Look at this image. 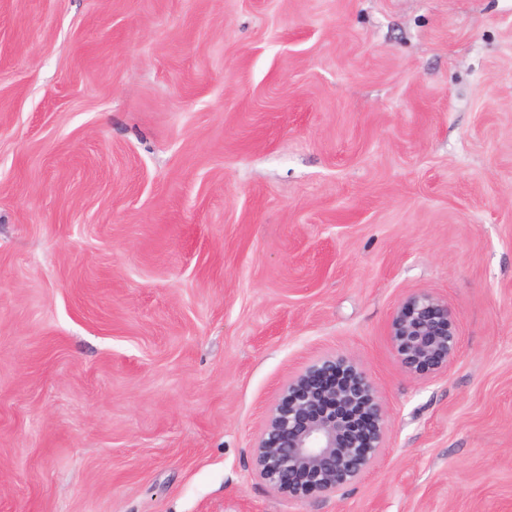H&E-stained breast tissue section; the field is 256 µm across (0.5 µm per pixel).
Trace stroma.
I'll return each mask as SVG.
<instances>
[{
    "mask_svg": "<svg viewBox=\"0 0 512 512\" xmlns=\"http://www.w3.org/2000/svg\"><path fill=\"white\" fill-rule=\"evenodd\" d=\"M328 355L386 446L291 501L253 446ZM0 512H512V0H0ZM389 336L406 369L439 374L457 354V315L433 293L412 292L395 312Z\"/></svg>",
    "mask_w": 512,
    "mask_h": 512,
    "instance_id": "stroma-1",
    "label": "stroma"
}]
</instances>
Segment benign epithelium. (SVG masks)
<instances>
[{
  "mask_svg": "<svg viewBox=\"0 0 512 512\" xmlns=\"http://www.w3.org/2000/svg\"><path fill=\"white\" fill-rule=\"evenodd\" d=\"M389 336L406 369L439 374L457 354V315L436 295L412 292ZM385 418L376 387L351 358L319 359L288 379L270 410L253 448L254 474L290 499L334 496L384 448Z\"/></svg>",
  "mask_w": 512,
  "mask_h": 512,
  "instance_id": "1",
  "label": "benign epithelium"
}]
</instances>
